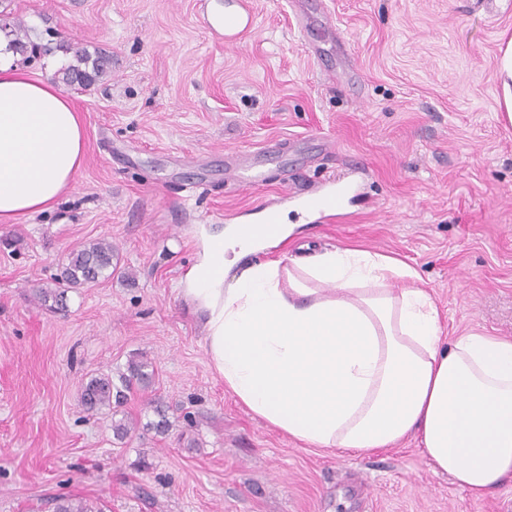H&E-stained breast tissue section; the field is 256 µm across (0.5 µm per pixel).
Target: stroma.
I'll return each mask as SVG.
<instances>
[{
    "mask_svg": "<svg viewBox=\"0 0 512 512\" xmlns=\"http://www.w3.org/2000/svg\"><path fill=\"white\" fill-rule=\"evenodd\" d=\"M225 45L224 0H0L35 41L104 50L72 92L85 163L49 212L0 224V512L76 495L103 512H512L417 439L312 448L254 417L210 368L205 317L181 283L207 234L255 224L283 174L309 192L356 183L345 219L285 203L289 240L253 260L361 248L409 265L443 333L512 340V122L498 78L512 0H251ZM245 166L263 183L240 190ZM104 238L117 273L37 302L68 254ZM144 357L168 435L114 439L79 404L91 375ZM238 6L244 11L245 17L238 11H224L222 16H212L209 25L212 29L224 31V42L227 45L237 43L239 34L254 24V16L242 2Z\"/></svg>",
    "mask_w": 512,
    "mask_h": 512,
    "instance_id": "stroma-1",
    "label": "stroma"
}]
</instances>
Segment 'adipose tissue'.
<instances>
[{"label":"adipose tissue","instance_id":"adipose-tissue-1","mask_svg":"<svg viewBox=\"0 0 512 512\" xmlns=\"http://www.w3.org/2000/svg\"><path fill=\"white\" fill-rule=\"evenodd\" d=\"M85 159L72 98L17 63L0 32V223L51 211ZM244 227L216 237L186 293L209 365L254 416L313 448L372 450L413 436L480 498L512 478V341L442 338L402 261L358 248L246 262ZM233 258H226V251Z\"/></svg>","mask_w":512,"mask_h":512}]
</instances>
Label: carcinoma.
<instances>
[{
  "label": "carcinoma",
  "instance_id": "obj_1",
  "mask_svg": "<svg viewBox=\"0 0 512 512\" xmlns=\"http://www.w3.org/2000/svg\"><path fill=\"white\" fill-rule=\"evenodd\" d=\"M13 36L12 45L16 52L28 50L23 58L28 62L38 54V46L27 41L28 30L22 23H17L9 30ZM63 51L72 54V62L54 74L56 82L74 90H86L110 73L111 58L101 53L91 56L86 50L63 47ZM117 257L116 248L107 239H99L80 246L74 250L68 263L56 278V287L40 288L37 299L52 307L62 309L66 305L67 291L102 279L112 277V261ZM155 378V370L148 360L131 359L126 368L118 370L116 375L100 373L92 375L82 383L79 401L84 410L99 412L107 410L112 413L113 438L123 441L139 431H153L164 435L169 432L172 424L165 414L161 403L156 399H148L147 404L153 408L158 420L142 422L141 419L125 413L124 407L135 395L145 394L151 388ZM51 512H96L81 498L60 495L50 501Z\"/></svg>",
  "mask_w": 512,
  "mask_h": 512
}]
</instances>
